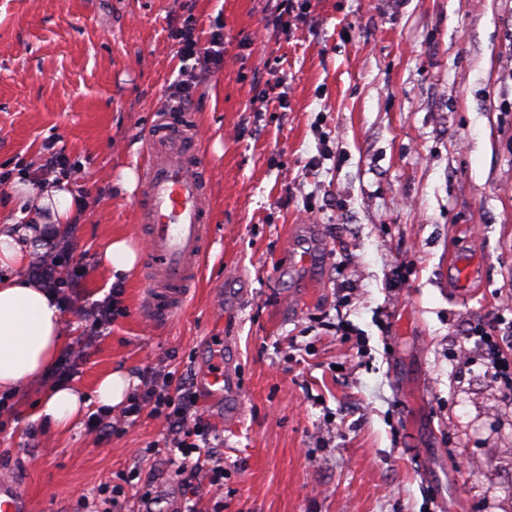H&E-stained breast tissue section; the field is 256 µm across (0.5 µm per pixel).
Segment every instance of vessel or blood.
I'll return each mask as SVG.
<instances>
[{"instance_id":"obj_1","label":"vessel or blood","mask_w":512,"mask_h":512,"mask_svg":"<svg viewBox=\"0 0 512 512\" xmlns=\"http://www.w3.org/2000/svg\"><path fill=\"white\" fill-rule=\"evenodd\" d=\"M143 221L148 224L143 265L152 277L148 298L153 313H168L195 283L207 246L210 197L207 161L198 143L195 121L168 113L145 136ZM224 358L202 368L199 383L210 401L237 398L239 390ZM31 503L12 480L0 481V512H29Z\"/></svg>"}]
</instances>
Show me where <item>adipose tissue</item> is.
I'll return each instance as SVG.
<instances>
[{
    "instance_id": "adipose-tissue-1",
    "label": "adipose tissue",
    "mask_w": 512,
    "mask_h": 512,
    "mask_svg": "<svg viewBox=\"0 0 512 512\" xmlns=\"http://www.w3.org/2000/svg\"><path fill=\"white\" fill-rule=\"evenodd\" d=\"M41 221L64 228L77 201L66 182L41 187L34 194ZM35 226L0 231V268L13 274L0 279V394H12L27 381L46 371L64 347L62 312L56 297L36 281L23 277L31 260L27 241L37 234ZM102 262L111 282L129 278L137 269L138 249L127 236L113 237ZM87 406L80 390L68 385L47 389L38 407V418L54 430L65 432L82 417Z\"/></svg>"
}]
</instances>
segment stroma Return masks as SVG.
I'll use <instances>...</instances> for the list:
<instances>
[{"label":"stroma","instance_id":"35a3bbf8","mask_svg":"<svg viewBox=\"0 0 512 512\" xmlns=\"http://www.w3.org/2000/svg\"><path fill=\"white\" fill-rule=\"evenodd\" d=\"M0 0V230L35 221L30 183L45 140L81 170L87 205L62 234L84 266L63 308L72 383L114 370L199 374L234 337L241 401L205 418L223 442L224 484L184 486L162 419L110 439L36 420L45 375L0 419V477L33 512H77L123 487L177 512H512V400L466 341L490 314L512 320V0ZM224 29V61L195 65L188 109L210 162L208 257L170 315L149 312L144 273L122 314L92 335L83 311L109 293L107 241L144 242V134L184 64L170 37ZM310 254V263L300 261ZM475 256L478 275L454 267ZM140 473L136 489L125 486ZM123 494L121 487L111 486L109 484L100 485L95 491L81 495L78 500L79 511L86 512H110L112 504H115V496Z\"/></svg>","mask_w":512,"mask_h":512}]
</instances>
